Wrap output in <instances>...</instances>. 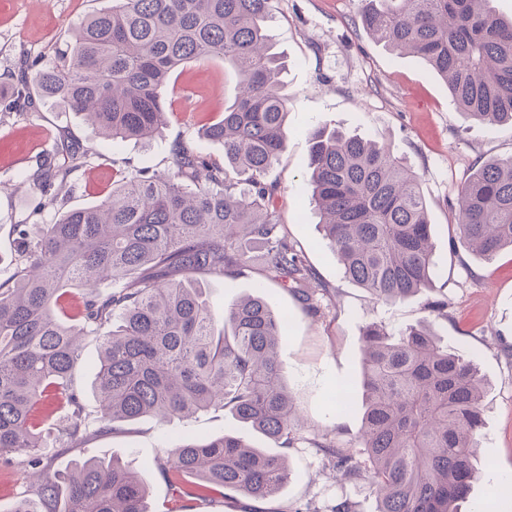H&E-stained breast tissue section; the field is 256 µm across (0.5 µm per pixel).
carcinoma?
<instances>
[{"instance_id":"carcinoma-1","label":"carcinoma","mask_w":512,"mask_h":512,"mask_svg":"<svg viewBox=\"0 0 512 512\" xmlns=\"http://www.w3.org/2000/svg\"><path fill=\"white\" fill-rule=\"evenodd\" d=\"M366 2L361 21L374 38L420 55L469 117L512 126V21L488 0ZM270 10L271 0H112L79 23L54 61H24L10 108L49 99L112 140H147L167 123L166 90L186 62L222 58L242 90L200 131L224 147V162L176 145L167 171L123 176L100 204L61 213L38 239L18 230L13 276L0 283L1 460L36 469L44 436L73 449L87 440L72 385L79 336L100 342L98 430L221 407L280 447L294 444L297 410L278 361L286 315L260 294L218 310L188 283L235 272L250 262L246 245L259 243L269 277L320 310L311 269L271 210L278 186L265 180L285 150L287 120L282 65L264 29ZM88 158L74 141L56 143L44 160L47 203ZM308 167L323 240L343 276L382 303L426 290L432 226L420 177L403 159L334 130L314 136ZM456 214L461 246L486 259L512 250V157L474 169ZM103 272L115 285L108 295L97 291ZM362 341L360 447L312 445L344 480L369 484L377 512H460L480 477L478 366L441 346L425 322L398 333L370 323ZM160 471L198 479L192 492L175 487L169 512L220 488L266 499L288 478L283 457L233 432L181 441ZM147 497L127 465L88 457L65 477L30 484L12 512H148Z\"/></svg>"}]
</instances>
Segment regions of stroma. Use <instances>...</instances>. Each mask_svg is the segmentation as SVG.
<instances>
[{"instance_id":"stroma-1","label":"stroma","mask_w":512,"mask_h":512,"mask_svg":"<svg viewBox=\"0 0 512 512\" xmlns=\"http://www.w3.org/2000/svg\"><path fill=\"white\" fill-rule=\"evenodd\" d=\"M110 0H0V282L14 272L17 225L40 236L58 213L99 204L121 175L142 168L166 171L171 150L184 144L223 160L221 145L200 139L197 130L223 113L240 92L238 73L223 59L191 61L172 77L167 94L169 121L149 144L100 138L82 115L48 103L24 114L9 110L6 98L23 58L44 61L65 49L73 29ZM363 0H272L268 33L284 69L287 143L269 170L277 183L274 208L290 245L302 251L313 273L323 310L311 315L293 294L265 277L258 264L241 274L207 277L202 286L215 307L262 291L269 307L288 315L287 344L280 353L282 376L301 416V441L283 449L290 475L271 498L256 501L235 490L195 501L190 512H332L338 500L355 501L358 512H376L368 485L340 478L330 460L310 444L317 435L358 447L364 412L356 388L363 357L361 330L379 321L394 332L429 322L437 340L475 361L488 387L478 458L484 465L462 512H512V499L491 491L512 483V251L484 260L452 246L456 197L483 162L512 156V126H490L466 117L445 82L415 54L389 49L360 24ZM339 130L389 146L420 177L432 224L433 266L425 294L387 305L343 277L335 253L322 241L310 200L307 164L316 131ZM91 154L67 177L55 205L45 203L42 163L62 138ZM447 302L448 316L428 320L425 299ZM100 346L84 342L73 385L90 412ZM354 384L344 410L330 405V393ZM231 431L257 448L274 452L261 433L237 421L230 410L211 409L168 421L153 416L92 433L83 450L45 439L43 464L54 475L79 456L118 457L147 483L150 512H166L174 491L158 462L181 439L213 438Z\"/></svg>"}]
</instances>
